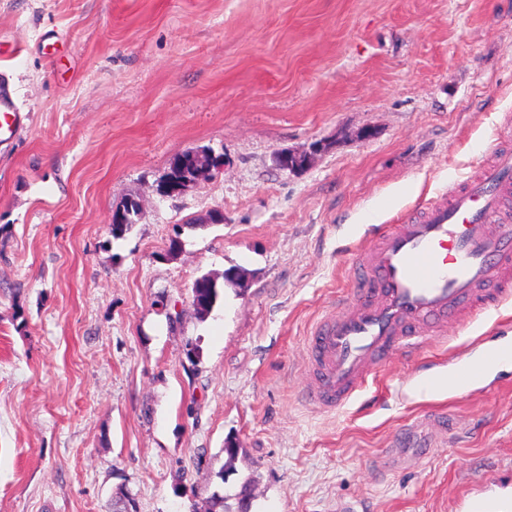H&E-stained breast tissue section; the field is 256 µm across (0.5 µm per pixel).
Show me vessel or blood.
I'll list each match as a JSON object with an SVG mask.
<instances>
[{"label":"vessel or blood","mask_w":512,"mask_h":512,"mask_svg":"<svg viewBox=\"0 0 512 512\" xmlns=\"http://www.w3.org/2000/svg\"><path fill=\"white\" fill-rule=\"evenodd\" d=\"M10 89L0 87V141L22 126ZM512 199V150L481 175L379 232L353 268L355 305L325 315L307 338L313 381L306 398L337 408L355 398L394 351L416 349L421 333L462 322L512 299V226L497 223ZM492 364L483 356L457 371L465 387Z\"/></svg>","instance_id":"b4317fda"}]
</instances>
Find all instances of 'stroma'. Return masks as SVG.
I'll use <instances>...</instances> for the list:
<instances>
[{
  "mask_svg": "<svg viewBox=\"0 0 512 512\" xmlns=\"http://www.w3.org/2000/svg\"><path fill=\"white\" fill-rule=\"evenodd\" d=\"M2 82L27 120L0 143V512H204L247 480L254 512H512V369L420 388L511 343L512 300L348 406L303 397L373 230L512 146V0H0ZM204 148L221 169L159 195ZM228 270L199 317L194 281ZM434 411L454 428L382 471ZM324 149V144H317L310 152H280L277 156V162L282 169L288 171L304 169L310 164L312 156L317 152L323 151ZM204 153L187 151L179 155L174 162L171 164L169 171L166 173L164 180L161 184L168 182L174 185H180L181 183L187 184V182L191 181L192 171L190 165H188L187 160L189 159L191 153H195L200 155L204 159H208L209 164L214 168H219L224 164L223 157L221 155L213 156L211 154L212 151H204ZM222 157V159H221ZM160 184V185H161Z\"/></svg>",
  "mask_w": 512,
  "mask_h": 512,
  "instance_id": "stroma-1",
  "label": "stroma"
}]
</instances>
